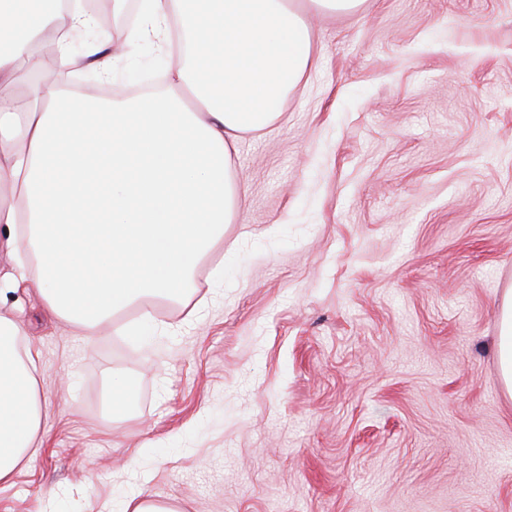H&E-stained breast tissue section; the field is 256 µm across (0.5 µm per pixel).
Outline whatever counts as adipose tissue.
I'll list each match as a JSON object with an SVG mask.
<instances>
[{
    "label": "adipose tissue",
    "instance_id": "ef3b65f1",
    "mask_svg": "<svg viewBox=\"0 0 512 512\" xmlns=\"http://www.w3.org/2000/svg\"><path fill=\"white\" fill-rule=\"evenodd\" d=\"M0 0V300L19 283L38 288L48 313L80 335H101L135 306L151 319L155 299L180 294L199 261L234 223L241 136L281 117L306 71L312 39L306 9L352 11L360 0H145L138 36L177 24L184 51L172 91L125 104L73 96L56 83L15 92L20 60L39 67L36 45L86 30L63 0ZM24 330L0 311V483L36 448L47 407L37 356L20 348Z\"/></svg>",
    "mask_w": 512,
    "mask_h": 512
}]
</instances>
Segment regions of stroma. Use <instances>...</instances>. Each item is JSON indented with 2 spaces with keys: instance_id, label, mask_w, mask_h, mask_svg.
<instances>
[{
  "instance_id": "obj_1",
  "label": "stroma",
  "mask_w": 512,
  "mask_h": 512,
  "mask_svg": "<svg viewBox=\"0 0 512 512\" xmlns=\"http://www.w3.org/2000/svg\"><path fill=\"white\" fill-rule=\"evenodd\" d=\"M314 62L244 136L194 293L72 335L21 297L43 446L0 512H512V0L309 12ZM171 45L113 87L167 85ZM208 307L191 316L198 296ZM133 395L111 407L112 380ZM497 358L503 384L512 396V291L509 290L502 304V314L497 337Z\"/></svg>"
}]
</instances>
